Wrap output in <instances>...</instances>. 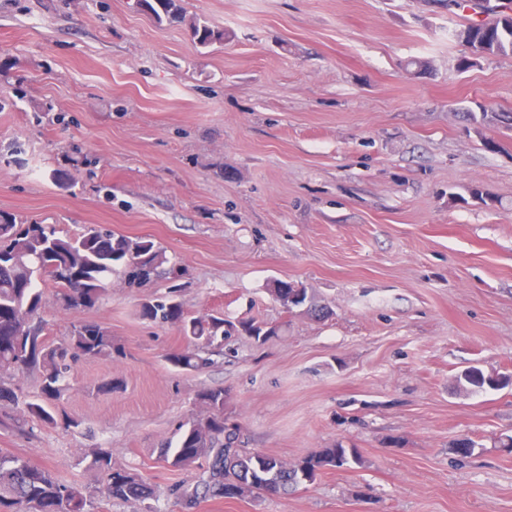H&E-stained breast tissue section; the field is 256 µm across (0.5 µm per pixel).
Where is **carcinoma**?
<instances>
[{
    "label": "carcinoma",
    "instance_id": "cac0c4a2",
    "mask_svg": "<svg viewBox=\"0 0 512 512\" xmlns=\"http://www.w3.org/2000/svg\"><path fill=\"white\" fill-rule=\"evenodd\" d=\"M135 7L151 13L158 21L185 23L202 47L222 43L228 35L197 17L186 19L181 0H135ZM488 18L452 32L469 57L512 52V5L482 0ZM139 261L142 279L151 280L168 262L165 251L152 239H135L115 234L97 225L85 227L77 236H62L52 225L20 224L10 214H0V410L3 423L17 435L31 439L40 425L65 427L80 422L59 415L57 401L69 379L72 365L81 358H110L119 351L110 333L94 322L72 325L68 336L51 341L45 336L41 312L45 307L41 288L50 279L58 286L56 300L66 310L93 308L108 294L112 273L124 268L128 259ZM139 317L153 324L177 327L187 345L167 360L175 368L201 371L210 364L211 348L224 345V315L191 316L176 298L147 301ZM237 331L257 341L276 333L254 322H241ZM37 374L39 389L29 399L6 382L14 371ZM466 392L500 390L512 384V376L487 374L477 367L456 376ZM197 405L207 409L203 418L183 424L175 445L167 444L161 458L168 466L188 470L202 468L192 487L170 489L182 506L196 508L209 498L235 499L246 493L277 496L313 482L331 468L360 463L356 449L336 443L293 463L241 446L239 426L224 416V389L206 388L195 395ZM92 466L103 476L97 492L62 482L26 459L0 453V512H102L103 501H145L155 496L154 487L130 469L112 465L108 448L91 451Z\"/></svg>",
    "mask_w": 512,
    "mask_h": 512
}]
</instances>
